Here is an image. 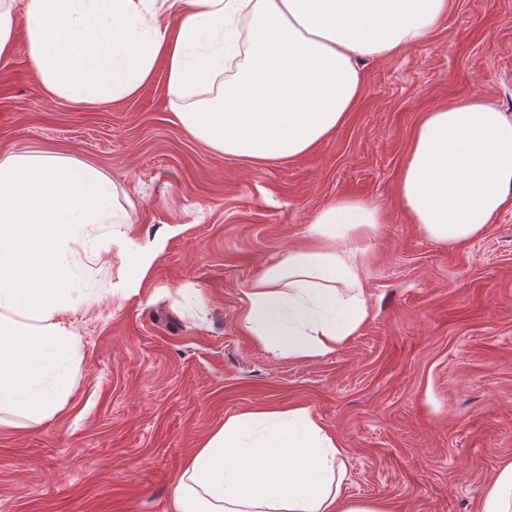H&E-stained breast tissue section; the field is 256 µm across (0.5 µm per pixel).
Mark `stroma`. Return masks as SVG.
I'll return each instance as SVG.
<instances>
[{"label": "stroma", "instance_id": "stroma-1", "mask_svg": "<svg viewBox=\"0 0 512 512\" xmlns=\"http://www.w3.org/2000/svg\"><path fill=\"white\" fill-rule=\"evenodd\" d=\"M0 58V157L48 151L97 167L130 203L121 230L163 247L123 290L112 227L81 245L68 285L79 334L66 403L0 425V512H170L177 474L225 416L305 406L341 440L349 497L384 512H479L512 462V205L444 246L397 196L425 112L482 93L512 113V0H449L429 39L362 66L347 120L308 154L253 166L176 122L165 70L102 107L42 87L24 25ZM339 198L385 222L365 275L369 314L336 352L288 359L238 320L244 293Z\"/></svg>", "mask_w": 512, "mask_h": 512}]
</instances>
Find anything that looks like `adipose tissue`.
Wrapping results in <instances>:
<instances>
[{
    "label": "adipose tissue",
    "mask_w": 512,
    "mask_h": 512,
    "mask_svg": "<svg viewBox=\"0 0 512 512\" xmlns=\"http://www.w3.org/2000/svg\"><path fill=\"white\" fill-rule=\"evenodd\" d=\"M448 0H27L26 45L49 94L135 97L157 64L195 138L256 166L302 156L345 121L361 65L422 44ZM439 244L482 235L512 201V114L476 94L424 114L398 183ZM131 217L97 168L34 151L0 158V413L24 427L63 407L79 342L61 318L71 244ZM382 212L340 198L245 293L239 321L274 355L312 358L359 334ZM345 448L303 406L225 417L178 474L172 512H383L343 492Z\"/></svg>",
    "instance_id": "obj_1"
}]
</instances>
